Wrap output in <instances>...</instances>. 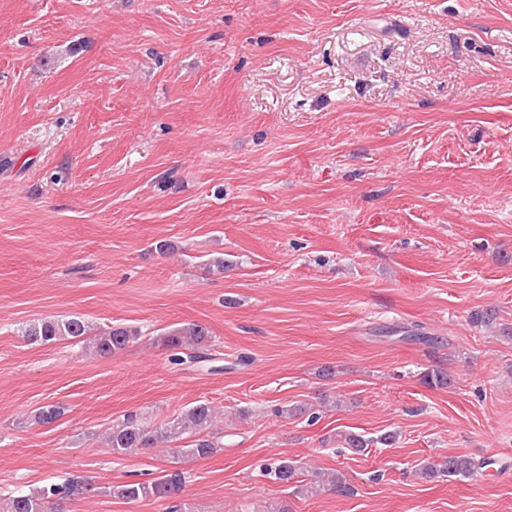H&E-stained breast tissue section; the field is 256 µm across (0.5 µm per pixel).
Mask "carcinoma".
Here are the masks:
<instances>
[{
    "label": "carcinoma",
    "instance_id": "cac0c4a2",
    "mask_svg": "<svg viewBox=\"0 0 512 512\" xmlns=\"http://www.w3.org/2000/svg\"><path fill=\"white\" fill-rule=\"evenodd\" d=\"M23 336L34 342L52 343L62 340H78L104 357L121 350L138 336V331L128 327H109L97 334H91L89 324L79 316L66 319L45 318L34 322L23 331ZM206 327L193 324L189 327L171 331L163 337V343L177 353L198 348L207 340ZM214 417V409L208 402L200 401L178 414L160 430H149L131 415L123 422L112 426L108 436V445L112 453L127 454L137 448H151L157 444L180 439L185 434L197 436L193 447L186 449L192 456L205 457L214 452L217 445L202 432L208 429ZM475 463L465 456H450L442 464L426 465L423 473L431 476L439 471L448 476H470L475 472ZM280 483H290L299 478L298 469L290 461L280 459L267 469ZM182 486V474L174 471L147 483L131 481L104 489V492L128 501L153 497L171 499ZM96 491V487L86 480L73 478L62 485L51 484L33 493L16 492L0 496V512H47L53 505L62 501H74Z\"/></svg>",
    "mask_w": 512,
    "mask_h": 512
}]
</instances>
